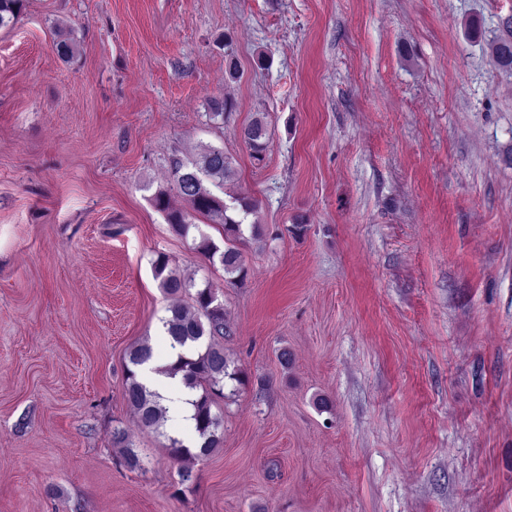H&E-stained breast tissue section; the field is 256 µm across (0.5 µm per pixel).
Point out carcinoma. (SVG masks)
I'll use <instances>...</instances> for the list:
<instances>
[{"label": "carcinoma", "instance_id": "1", "mask_svg": "<svg viewBox=\"0 0 512 512\" xmlns=\"http://www.w3.org/2000/svg\"><path fill=\"white\" fill-rule=\"evenodd\" d=\"M22 9L23 0H0V28L16 24ZM489 48L497 67L512 73V16L501 20L499 33L489 43ZM244 140L252 158L258 162L263 161L269 147L266 123L260 118L253 119L244 128ZM169 172L170 187L154 196V207L165 214L172 229L182 236L188 234L194 213L211 224L221 226L225 247H220L205 236L199 248L210 261L220 263L224 274L238 281L243 280L247 269L237 243L245 241L244 217L254 212L256 201L241 196L235 199V205L230 206L210 190L209 185H222L232 172L231 161L224 154V147L208 145L194 157L174 155L169 158ZM173 194L184 199L191 212L172 209L170 198ZM165 269L166 260L158 258L154 272L155 276L162 277L161 288L167 294L177 295L195 288L194 283L176 275H163ZM195 303V311L190 313L179 302H173L169 307L171 317L165 321L173 346L190 348V355H178L177 360L164 369L167 375H181L184 386L196 392L193 420L194 430L201 440L199 450L187 447L177 437H168L169 453L175 461L181 463L180 483L188 487L196 483L197 475L185 461L207 457L223 444V437L219 433L222 417L212 410L213 397L224 394V379L237 380L240 374V370L232 365L224 353V347L206 340L208 336H222L230 332L224 306L217 302L210 283L196 288ZM152 355L153 348L147 343L136 346L130 352L125 399L137 413L143 427L157 430L164 422L160 396L141 382L138 374V367L148 362ZM112 441L125 448L124 462L129 468L141 466L138 452L130 447L122 430L113 432Z\"/></svg>", "mask_w": 512, "mask_h": 512}]
</instances>
